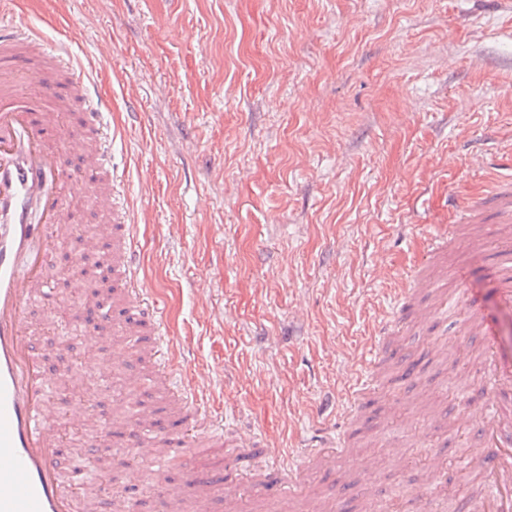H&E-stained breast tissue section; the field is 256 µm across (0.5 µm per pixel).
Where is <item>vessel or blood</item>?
<instances>
[{"label":"vessel or blood","instance_id":"1","mask_svg":"<svg viewBox=\"0 0 512 512\" xmlns=\"http://www.w3.org/2000/svg\"><path fill=\"white\" fill-rule=\"evenodd\" d=\"M16 7V0H0V459L5 462L0 512H94L95 490L85 489L78 497L67 489L49 408L52 376L34 349L26 322L31 305L53 299L45 276L49 255L41 244L65 232L72 203L63 190L67 142L50 101L80 100L81 129L89 143L80 179L97 190L100 208L110 214L106 235L111 250L105 265L124 315L120 327L154 337L164 373H171L174 363L162 319L139 286L137 229L129 222L128 207L113 204L115 172L101 146L104 127L90 98L88 74L64 44L48 42L37 28L15 24ZM27 56L44 59L67 74V81L20 100L8 74ZM493 215L512 217V176H494L461 221L484 223ZM468 327L482 340L477 365L485 400L478 407L477 434L490 450L474 460L482 512H512V344L500 339L496 325L482 313L472 312ZM155 416L152 410L132 419L116 416L100 439L111 444L112 429L118 426L128 434V453L157 466L176 460L175 449L154 428ZM220 479V474L190 468L180 484L158 482L155 512H194L206 489Z\"/></svg>","mask_w":512,"mask_h":512}]
</instances>
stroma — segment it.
<instances>
[{
  "instance_id": "1",
  "label": "stroma",
  "mask_w": 512,
  "mask_h": 512,
  "mask_svg": "<svg viewBox=\"0 0 512 512\" xmlns=\"http://www.w3.org/2000/svg\"><path fill=\"white\" fill-rule=\"evenodd\" d=\"M16 19L93 64L137 204L141 286L169 325L176 382L226 441L195 445L183 426L194 465L224 469L201 512H420L427 500L459 512L475 492L473 446L448 414L481 388L464 325L477 307L512 341L496 275L512 223L461 226L447 281L425 297L456 298L453 316L404 318L397 352L377 337L424 238L457 222L454 206L489 182L486 152L512 141V0H19ZM47 281L54 305L27 317L48 367L72 368L50 401L62 466L85 477L76 409L110 419L165 394L142 345L90 343L57 267ZM118 353L119 375L95 386L90 356ZM366 382L359 421L343 419ZM240 434L254 445L233 447ZM338 435L346 454L304 460L296 491L265 465ZM98 471V512H125L133 493L153 512L131 454L113 449ZM248 473L259 488L228 494Z\"/></svg>"
}]
</instances>
